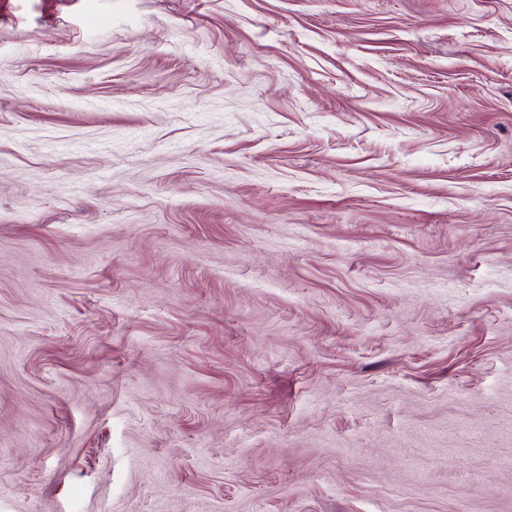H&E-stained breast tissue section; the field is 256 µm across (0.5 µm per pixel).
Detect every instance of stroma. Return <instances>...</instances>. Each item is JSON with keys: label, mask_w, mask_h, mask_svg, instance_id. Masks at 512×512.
<instances>
[{"label": "stroma", "mask_w": 512, "mask_h": 512, "mask_svg": "<svg viewBox=\"0 0 512 512\" xmlns=\"http://www.w3.org/2000/svg\"><path fill=\"white\" fill-rule=\"evenodd\" d=\"M0 512H512V0H0Z\"/></svg>", "instance_id": "stroma-1"}]
</instances>
